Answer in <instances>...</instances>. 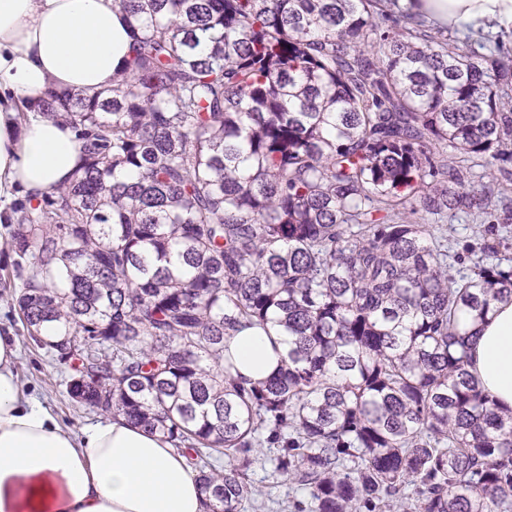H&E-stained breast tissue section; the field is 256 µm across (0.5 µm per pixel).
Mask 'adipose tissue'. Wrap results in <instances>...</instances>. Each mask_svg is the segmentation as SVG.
<instances>
[{
    "instance_id": "obj_1",
    "label": "adipose tissue",
    "mask_w": 512,
    "mask_h": 512,
    "mask_svg": "<svg viewBox=\"0 0 512 512\" xmlns=\"http://www.w3.org/2000/svg\"><path fill=\"white\" fill-rule=\"evenodd\" d=\"M405 2L427 23L489 29L512 46V0ZM131 43L115 0H0V199L42 195L79 165L71 126L35 111L17 122L19 97L51 88L96 96L111 87ZM462 324L476 338L467 371L512 409V301ZM18 351L14 335L0 334V512H203L197 474L167 439L121 416L77 431L60 425L25 395ZM283 353L281 337L258 325L224 341L225 356L252 382L274 374Z\"/></svg>"
}]
</instances>
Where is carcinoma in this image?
Wrapping results in <instances>:
<instances>
[{"label": "carcinoma", "instance_id": "obj_1", "mask_svg": "<svg viewBox=\"0 0 512 512\" xmlns=\"http://www.w3.org/2000/svg\"><path fill=\"white\" fill-rule=\"evenodd\" d=\"M380 2L120 0L112 88L25 104L80 165L13 204L23 331L72 398L186 454L205 512L255 506L260 448L290 512H512V410L461 326L512 300V208L468 184L509 173L512 57ZM458 212L496 219L459 278L431 232ZM252 324L287 345L259 384L224 359Z\"/></svg>", "mask_w": 512, "mask_h": 512}]
</instances>
